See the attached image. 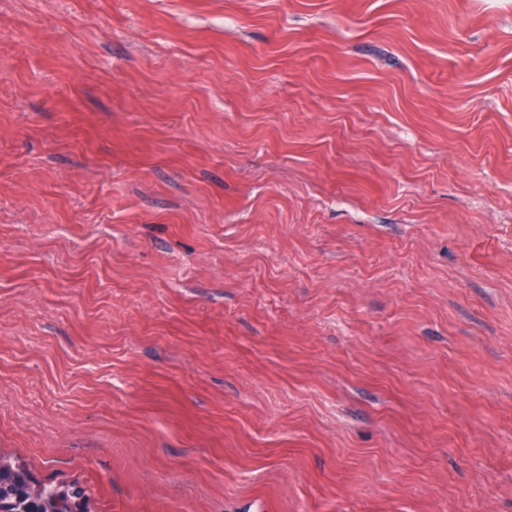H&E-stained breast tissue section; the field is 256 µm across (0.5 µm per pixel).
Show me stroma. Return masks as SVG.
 <instances>
[{"label":"stroma","instance_id":"stroma-1","mask_svg":"<svg viewBox=\"0 0 512 512\" xmlns=\"http://www.w3.org/2000/svg\"><path fill=\"white\" fill-rule=\"evenodd\" d=\"M0 452L512 512V0H0Z\"/></svg>","mask_w":512,"mask_h":512}]
</instances>
